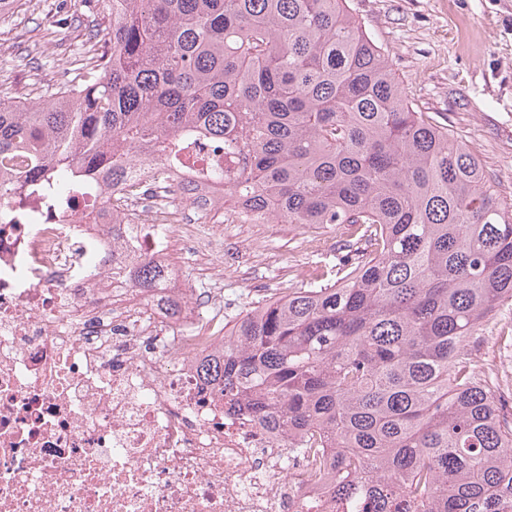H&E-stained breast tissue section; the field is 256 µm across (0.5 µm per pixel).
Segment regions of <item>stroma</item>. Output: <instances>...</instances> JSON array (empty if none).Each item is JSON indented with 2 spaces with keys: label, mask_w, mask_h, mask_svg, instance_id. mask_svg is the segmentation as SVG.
<instances>
[{
  "label": "stroma",
  "mask_w": 512,
  "mask_h": 512,
  "mask_svg": "<svg viewBox=\"0 0 512 512\" xmlns=\"http://www.w3.org/2000/svg\"><path fill=\"white\" fill-rule=\"evenodd\" d=\"M363 29L381 46L410 100L450 129L482 161L506 205L512 207V0H347ZM111 22L103 0H30L0 18V84L13 100L47 99L89 31L105 34ZM52 28L48 48L35 47L31 31ZM37 68H18L20 55ZM219 239L209 261L172 244L169 261L195 293L224 267V321L233 324L258 303L286 295L332 257L333 225L303 228L284 222L215 228ZM319 240L307 253L303 238ZM495 329L477 334L475 360L512 384V305L503 306Z\"/></svg>",
  "instance_id": "35a3bbf8"
}]
</instances>
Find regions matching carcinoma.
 <instances>
[{
    "label": "carcinoma",
    "mask_w": 512,
    "mask_h": 512,
    "mask_svg": "<svg viewBox=\"0 0 512 512\" xmlns=\"http://www.w3.org/2000/svg\"><path fill=\"white\" fill-rule=\"evenodd\" d=\"M108 37L41 102L0 84V206L59 204L124 157L238 155L224 190L273 221L335 224L330 271L248 311L197 365L224 405L334 452L373 512H512V418L474 335L512 302V212L417 110L346 0H107ZM125 279L154 295L161 270Z\"/></svg>",
    "instance_id": "obj_1"
}]
</instances>
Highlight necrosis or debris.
Listing matches in <instances>:
<instances>
[{
  "mask_svg": "<svg viewBox=\"0 0 512 512\" xmlns=\"http://www.w3.org/2000/svg\"><path fill=\"white\" fill-rule=\"evenodd\" d=\"M68 209L0 224V512H354L288 439L225 408L197 374L214 347L201 299L168 275L161 299L125 286L167 261L184 218L257 223L224 209L194 168L130 163Z\"/></svg>",
  "mask_w": 512,
  "mask_h": 512,
  "instance_id": "1",
  "label": "necrosis or debris"
}]
</instances>
